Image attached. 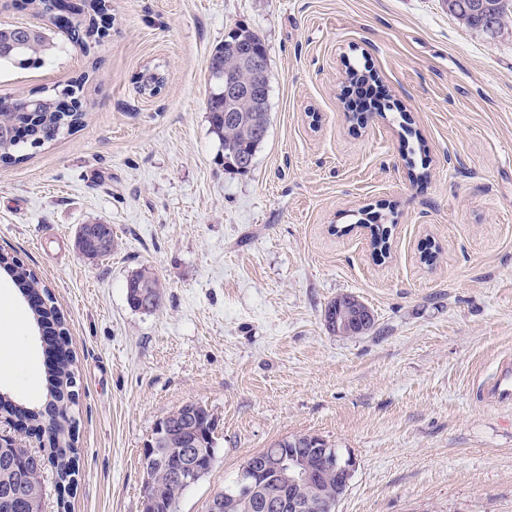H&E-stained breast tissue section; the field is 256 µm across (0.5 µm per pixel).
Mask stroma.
<instances>
[{"label":"stroma","instance_id":"stroma-1","mask_svg":"<svg viewBox=\"0 0 512 512\" xmlns=\"http://www.w3.org/2000/svg\"><path fill=\"white\" fill-rule=\"evenodd\" d=\"M89 50L52 14L0 0V26L59 47L0 67V97L77 79L82 124L0 166V248L49 288L75 356L79 474L44 512H142L143 453L182 404L218 419L216 462L179 512H205L245 460L317 434L356 461L337 512H512V411L478 388L512 356V39H488L445 0H109ZM263 40L269 129L255 165H224L208 122L210 57L230 29ZM164 85L141 94L138 75ZM385 106L352 116L350 69ZM390 251L372 253L365 215ZM112 227V253L76 247ZM147 267L162 303L126 300ZM358 296L374 327L330 333ZM16 322L0 393L44 394L53 350L0 271ZM88 236H109L112 241V229L108 224H84L78 234V245L82 250L91 256L99 255V251L93 247L90 240L85 239ZM85 239V240H84ZM336 310L331 308L329 312L324 315L326 326L331 330L336 331V335L348 336L357 332L359 324L367 322L363 318L365 311L360 307L363 304L358 299L341 296L336 301L328 304L326 309L330 306H335ZM364 305V304H363Z\"/></svg>","mask_w":512,"mask_h":512}]
</instances>
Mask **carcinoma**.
Returning <instances> with one entry per match:
<instances>
[{
    "instance_id": "cac0c4a2",
    "label": "carcinoma",
    "mask_w": 512,
    "mask_h": 512,
    "mask_svg": "<svg viewBox=\"0 0 512 512\" xmlns=\"http://www.w3.org/2000/svg\"><path fill=\"white\" fill-rule=\"evenodd\" d=\"M104 0H85L84 10L70 28L72 41L84 48L88 40L101 36L95 27L94 15L103 11ZM448 11L463 25L481 31L491 37H503L512 30V0H446ZM57 48V44L41 30L22 26L0 27V67L5 65L30 67L43 62ZM267 48L254 31L245 27L230 30L210 58L209 73L211 91L207 101L209 123L222 148L224 164L246 174L252 166L240 165L242 157H255L266 139L269 115L267 101L256 105L253 99H245L236 105V111L224 112V78L244 80L240 67L243 54ZM139 91L149 96L160 92L164 75L159 68H147L138 77ZM58 94L18 98L16 105L0 111V162L9 165L23 160L27 148H39L57 140L82 123L84 114L61 112L55 106ZM371 244L376 255L385 256L389 251V231L382 224L369 225ZM89 236H112L107 224H85L78 234V245L91 256L99 254ZM0 269L5 270L31 299L33 320L42 330L57 336L56 362L49 370L46 401L38 409H19L31 424L40 426L48 421L57 404L76 399L73 358L69 350L68 331L63 318L54 306L51 293L40 289L35 275L21 266L7 253H0ZM156 293L153 308L161 302L160 285L154 272L144 267L131 275L126 284L130 306L145 293ZM74 416L54 422L50 427L52 446L47 455L38 452L27 455L23 448L0 447V512H30L29 497L45 495L41 472L51 466L56 469L58 484L65 486L75 481L78 473V456L75 448ZM208 419L201 409L191 403L184 404L169 414L163 437L156 441L157 453L143 462V467L155 475L156 491L160 502L157 512H178L179 501L190 488L175 480L179 469L196 466L197 458L208 456L206 464L216 461L215 438L206 433ZM336 495V475L320 477L318 483L306 486L298 496L305 499L329 498Z\"/></svg>"
}]
</instances>
